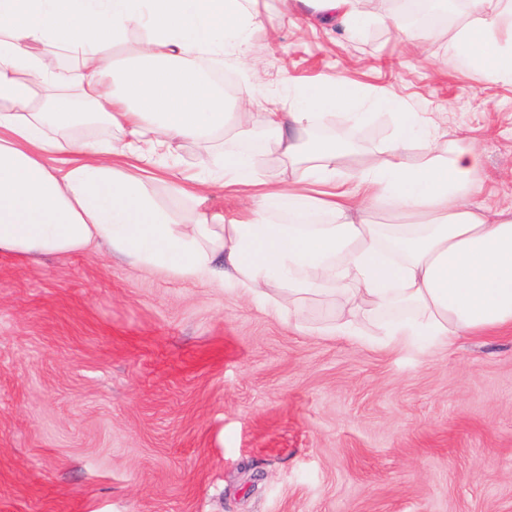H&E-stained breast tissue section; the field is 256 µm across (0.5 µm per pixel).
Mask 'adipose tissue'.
<instances>
[{
  "label": "adipose tissue",
  "instance_id": "ef3b65f1",
  "mask_svg": "<svg viewBox=\"0 0 512 512\" xmlns=\"http://www.w3.org/2000/svg\"><path fill=\"white\" fill-rule=\"evenodd\" d=\"M378 0H279L311 26L357 41ZM258 0H0V253L60 256L102 247L130 265L240 292L287 313L298 330L311 304L334 307L321 336L422 355L467 334L512 327V205L478 203L482 154L447 139L426 113L341 74L290 89L287 99L225 97L199 59L245 69L261 24ZM456 54L512 84V0H467ZM143 31L135 62L107 50ZM48 44L74 53L60 69ZM50 98L35 100L40 88ZM80 91L95 112L72 110ZM394 105L390 141L351 177L338 114ZM108 126L103 141L88 137ZM177 140L204 145V186L247 192L240 218L163 204L152 183Z\"/></svg>",
  "mask_w": 512,
  "mask_h": 512
}]
</instances>
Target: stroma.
<instances>
[{
    "label": "stroma",
    "mask_w": 512,
    "mask_h": 512,
    "mask_svg": "<svg viewBox=\"0 0 512 512\" xmlns=\"http://www.w3.org/2000/svg\"><path fill=\"white\" fill-rule=\"evenodd\" d=\"M240 94L341 73L472 136L493 204L512 203V85L383 19L357 43L261 0ZM364 151L387 143L389 110ZM180 144L156 186L197 171ZM296 330L286 315L104 252L0 254V512H512V331L420 357Z\"/></svg>",
    "instance_id": "stroma-1"
}]
</instances>
